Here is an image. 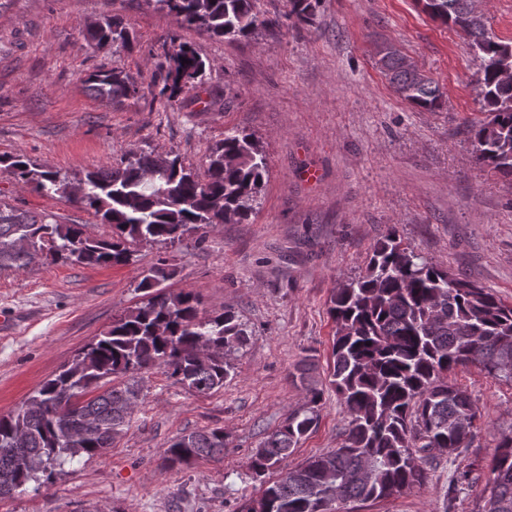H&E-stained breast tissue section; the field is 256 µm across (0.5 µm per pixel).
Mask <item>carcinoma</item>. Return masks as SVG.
<instances>
[{
    "instance_id": "obj_1",
    "label": "carcinoma",
    "mask_w": 512,
    "mask_h": 512,
    "mask_svg": "<svg viewBox=\"0 0 512 512\" xmlns=\"http://www.w3.org/2000/svg\"><path fill=\"white\" fill-rule=\"evenodd\" d=\"M187 27L237 40L262 27L281 28L280 17H262L255 0H155ZM435 19L466 33L479 60L477 83L486 119L469 125L476 160L512 181V43L496 39L471 0H423ZM288 15L307 22L315 0H288ZM99 51L132 48L134 36L112 15L93 22L85 35ZM158 67L159 98L171 102L203 83L205 61L178 37H168ZM396 91L423 112L442 107L443 92L427 78L414 82L400 50L379 59ZM107 100L134 97L135 82L115 70L87 78ZM4 170L45 195L65 198L110 227L93 237L82 224H60L0 201V270H22L31 255L16 245L33 239L48 248L44 262L89 267L122 265L141 242L176 243L208 229L250 218L267 177L265 155L252 135L224 130L203 173L179 156L133 154L77 181L34 164L23 153L0 157ZM175 269L165 263L144 271L145 300L86 345L55 377L26 399L32 410L0 416V500L19 486L52 482L68 463L112 447L141 401L137 375L164 369L176 383L200 394L224 387L230 356L247 332L230 309L205 318L192 292L162 287ZM336 323L330 385L350 417L344 443L314 455L268 484L250 512H334L333 494L344 501L375 502L421 485L437 457H457L474 434L478 409L469 394L448 383V373L474 366L512 382V305L402 245L390 231L374 249L364 275L340 284L330 299ZM121 379L113 384L115 379ZM306 402L252 454L260 478L288 458L319 419L322 390L304 387ZM224 429L177 436L165 450L172 466L224 455ZM485 483L488 494L474 512H512V429L502 433Z\"/></svg>"
}]
</instances>
